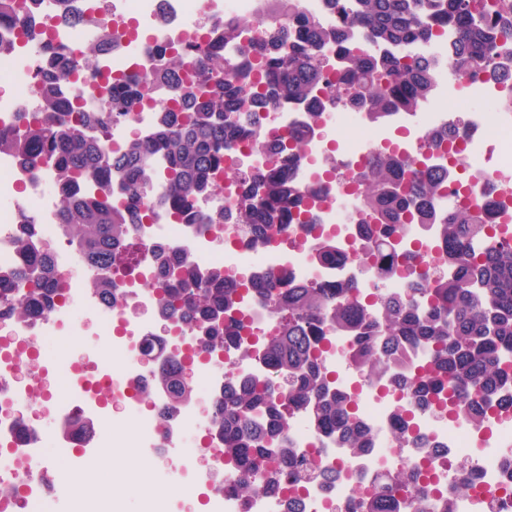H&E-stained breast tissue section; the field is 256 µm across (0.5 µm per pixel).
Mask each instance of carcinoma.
I'll return each mask as SVG.
<instances>
[{
  "mask_svg": "<svg viewBox=\"0 0 512 512\" xmlns=\"http://www.w3.org/2000/svg\"><path fill=\"white\" fill-rule=\"evenodd\" d=\"M328 7L346 18L336 29H319L298 12L288 29H265L261 56L255 65L264 82H249L234 72L219 78L224 56L216 55L193 70L191 80L179 85L177 74L189 66L173 51L152 72L150 81L175 90L180 111L160 109L151 136L132 141L125 151L112 154L103 145L112 121L128 116L141 102L140 82L130 81L109 89L102 106L84 112L80 119L93 130L89 134L55 120L67 103L64 89L72 85L77 64L53 55L44 73L39 113L26 119L24 133L14 139L0 137V152H8L27 166L41 153L51 158L56 184L61 188L59 224L77 247L84 263L96 271L89 280L94 291L110 297L115 293L112 277L105 270L128 259L124 250L132 226L143 221L141 205L154 178L153 159L166 161L160 199L182 213L202 198L215 194V175L224 151L249 133L238 112L243 102L253 108L254 118L279 101L303 102L320 85L329 64L327 51L341 61L336 107H362L372 121H383L391 107L416 113L435 87V64L427 56L399 59L395 50L427 43L435 30L453 33L448 56L456 73L467 75L489 69L512 79V67L498 62L500 50L512 44V7L491 0H326ZM370 51L364 52L359 39ZM109 43L100 30L83 52V65L96 63ZM286 144L274 148L272 167L248 181L233 204L241 231L268 242L273 233L285 232L296 211H302L304 190L283 172L279 154ZM100 193L89 204L67 192L75 181ZM364 185L362 209L371 222L362 237L378 255L376 273L386 279L396 273L389 249L403 236L404 226L437 224L447 245L442 268L427 283L424 297L430 308L420 310L416 296H375L382 315L367 311L366 295L351 286L323 288L315 284L291 286L288 273L258 277L253 290L260 294L276 318V333L267 337L263 349L274 370L280 395L274 397L257 381H244L224 389L215 404L214 419L222 439L224 457L235 462L237 490L249 497L260 490L251 480L258 463L276 455L275 445L287 441V411L304 410L320 433L335 435L353 455L365 451L372 433L354 421L352 398L328 380L321 367V347L326 332L351 336L355 349L348 356L352 369L368 378L380 379L403 362L397 350L405 344L431 351V369L408 386L414 402L427 397L463 417L480 429L494 405H512V245L493 242V228L486 224L480 207L460 208L444 216L438 199L448 173L422 172L413 160H402L380 150L365 170L352 176ZM119 185L128 199L123 209L112 206V189ZM161 264L162 282L156 284L160 303L171 315L190 319L206 329L203 343L209 350L234 339L242 325L219 324V317L236 308V290L224 286V270L198 273L190 259L167 271ZM20 279L31 291L10 303V312L28 319L47 311L52 298L62 296L50 251L32 255ZM184 367L173 361L153 374L155 383L177 410L189 401L182 386ZM414 474L397 468L388 475V486L367 497L364 512H399L394 491Z\"/></svg>",
  "mask_w": 512,
  "mask_h": 512,
  "instance_id": "carcinoma-1",
  "label": "carcinoma"
}]
</instances>
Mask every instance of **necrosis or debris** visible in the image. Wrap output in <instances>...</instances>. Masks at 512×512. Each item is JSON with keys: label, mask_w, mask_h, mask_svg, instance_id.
<instances>
[{"label": "necrosis or debris", "mask_w": 512, "mask_h": 512, "mask_svg": "<svg viewBox=\"0 0 512 512\" xmlns=\"http://www.w3.org/2000/svg\"><path fill=\"white\" fill-rule=\"evenodd\" d=\"M77 14L66 13L59 0H37L41 22L28 28L18 18L0 19V40L15 42V49L0 57L15 88L0 98V134L19 136L27 116L37 110V89L43 83L42 58L31 49L28 32L47 34L50 45L71 60H80L88 32L107 28L111 40L103 64L81 70L70 90L72 102L95 107L105 98L106 78L140 79L143 102L125 119L114 121L106 145L112 152L123 151L129 134L149 135L160 108L175 104L170 88L146 83L161 55L178 49L184 56L202 61L210 41L225 25L250 19L248 33L234 45L223 48L224 60L237 71L252 70L265 29L267 0H114L103 9L104 0H76ZM407 54L428 55L438 63L435 90L423 112L395 113L390 120L374 122L361 109L336 107L324 93L309 103L294 106L282 102L266 114L261 126L233 152L225 155L224 166L235 177L217 174L219 193L201 202L198 212L173 213L149 198V218L138 225L128 243L129 261L113 267L118 289L113 304L106 305L90 295L83 277L73 272L74 260L66 250L55 252L56 267L64 297L39 318L17 321L6 305L0 304V483L18 488V495L1 498L0 512H53L52 489L42 481L38 459L52 448L66 456L76 448H148L153 463L162 464L173 475L191 471L199 482L209 485L214 512H363L367 494L378 490L381 474L392 464L412 467L426 464L432 480L422 478L412 488L397 492L401 512H442L452 502L455 512H482L494 503L496 512H512V412L493 410L481 431L437 406L419 409L412 444L391 446L394 433L405 424L402 414L408 397L387 392L378 381L364 378L351 384L361 423L374 433L370 448L350 455L342 442L314 431L305 416L292 415L288 424L290 448L311 464L313 478L297 486L291 469L278 472V487L249 498H241L234 486L236 474L220 450L218 432L213 430L212 405L223 390L224 381L267 376L271 368L262 354L244 356L255 337L277 329L276 321L258 303H250L233 317L245 328L234 343L225 345L216 359H197L194 375L206 391L202 398L179 407L170 417L163 411L167 393L153 382L146 362L162 366L176 360L187 362L200 341L192 327L175 333H161L171 318L159 305L154 286L159 246L171 254L186 255L198 269L220 266L232 286L243 276L262 270L271 274L288 272L299 283H317L326 288L340 284L373 290L383 287L390 294L405 296L416 285L427 282L432 261L446 246L436 226L409 224L404 234L408 249L399 251L400 270L385 281L360 254L363 238L358 220H347L346 202L357 192L342 179H320L319 168L364 169L375 150L399 141L404 155L425 160L428 168H453L457 179L449 181L440 203L443 211L478 201L493 212L492 223L506 226L499 240L512 244V82H494L486 74L458 77L448 62V43L407 47ZM488 100L495 109L494 120L484 113L459 117L448 109L452 100ZM323 114V130L312 133L306 126L311 111ZM450 127L449 139H433V131ZM293 133L303 147L289 160L291 181L309 197L307 221L292 225L271 243L258 244L244 237L232 217L223 223L206 224L202 215L229 208L245 186L243 175L265 171L268 152L256 148V141L274 133ZM487 164L483 180L462 181L466 169ZM56 186L55 171L45 161L20 167L9 155H0V271L27 264L29 256L20 251V239L44 247L56 235L58 211L50 189ZM336 238V257H322V231ZM79 334L97 338L98 352L67 360L68 378L63 396H44L46 383L37 367L50 338ZM133 413L129 428L110 431L113 408ZM44 415L63 424L62 433L47 434L38 424ZM77 417L90 421L91 431L77 435L66 424ZM193 439H186V431ZM483 452L469 453L472 441Z\"/></svg>", "instance_id": "necrosis-or-debris-1"}]
</instances>
